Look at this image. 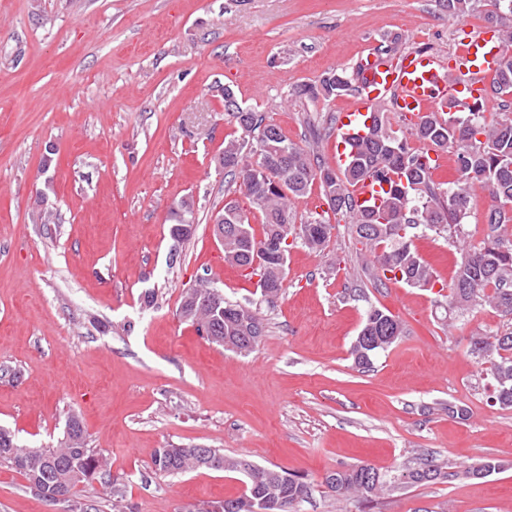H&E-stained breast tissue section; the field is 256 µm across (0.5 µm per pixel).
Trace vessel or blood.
Here are the masks:
<instances>
[{
	"label": "vessel or blood",
	"mask_w": 512,
	"mask_h": 512,
	"mask_svg": "<svg viewBox=\"0 0 512 512\" xmlns=\"http://www.w3.org/2000/svg\"><path fill=\"white\" fill-rule=\"evenodd\" d=\"M454 65L420 53L404 55L395 63H384L371 54L362 59V80L349 109L341 113L337 132L345 143L365 135L373 108L387 101L398 111L415 115L448 102L460 101L464 91L485 89L504 61L498 31L485 30L457 48ZM381 187L373 180L359 182L353 191L357 208L375 205Z\"/></svg>",
	"instance_id": "vessel-or-blood-1"
}]
</instances>
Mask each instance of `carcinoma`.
<instances>
[{"instance_id":"carcinoma-1","label":"carcinoma","mask_w":512,"mask_h":512,"mask_svg":"<svg viewBox=\"0 0 512 512\" xmlns=\"http://www.w3.org/2000/svg\"><path fill=\"white\" fill-rule=\"evenodd\" d=\"M487 2L484 20L503 33L505 64L493 79L491 91L508 108L489 117L481 101L446 112L418 117L410 135L424 142L418 153L407 138L392 128L387 110L371 113L365 136L350 145L347 166L336 172L315 161L314 154L291 142L280 127L264 122L263 115L236 103L224 112L239 135L224 143L222 163L231 188L225 197L240 192L262 216V231L255 233L239 203L224 207V260L240 267L250 262L251 250L277 239L298 234V239L319 249L324 216L295 226L290 200L319 184L329 209L350 219L358 237L375 247L374 259L383 274L411 287L436 282L430 267L413 248L409 230L423 227L455 235L461 263L450 287L448 311L464 314L473 306H489L508 322V329L492 336H474L469 348L478 363L487 365L493 387L491 398L503 409H512V238L502 232L512 227V0H443L448 14L462 16ZM359 71L327 72L317 86H303L298 94L311 99L335 98L358 89ZM450 149L456 157L459 178L443 189L432 180L430 152ZM373 178L389 185L379 205L355 208L351 187ZM489 191L493 204L487 224L489 234L474 246L461 235L462 224L475 206L471 188ZM172 240H188L195 224L194 202L180 201L170 211ZM194 296L182 297L179 318L197 326H210L206 339L239 355L252 353L265 336L258 312L222 297L214 309L193 312ZM404 333L402 322L391 313L371 306L355 337L350 355L360 369L373 367V358L390 348ZM0 462L9 464L26 480L30 492L45 501L70 504V512H98L73 499L77 486L106 471L104 458L88 447L80 416H67L63 439L52 448H23L12 433L0 426ZM201 469L240 473L245 490L237 498L214 502L221 512H295L312 493L303 477L255 464L241 456H228L202 445L158 448L152 458L154 474L165 477ZM502 469L499 460L482 457L465 471L470 478H485ZM458 476L448 463L424 455L389 473L370 463L336 468L324 474L321 486L338 500L374 498L408 486L444 483Z\"/></svg>"}]
</instances>
